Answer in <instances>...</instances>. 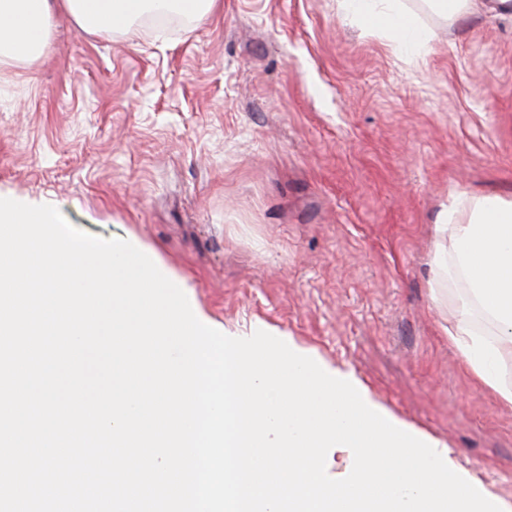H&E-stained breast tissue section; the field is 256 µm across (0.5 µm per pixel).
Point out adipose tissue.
Listing matches in <instances>:
<instances>
[{"label": "adipose tissue", "instance_id": "obj_1", "mask_svg": "<svg viewBox=\"0 0 512 512\" xmlns=\"http://www.w3.org/2000/svg\"><path fill=\"white\" fill-rule=\"evenodd\" d=\"M348 17L375 25L393 37L399 49L420 51L433 39L403 0H338ZM217 0H0V64L38 58L50 44L49 20L62 7L86 31L109 35L131 21L159 10L180 9L197 18L211 13ZM437 237L452 243L450 269L462 279L471 298L495 321L499 341L486 347L470 338L465 324L449 330L473 373L512 407V387L502 385L494 366L512 350V201L496 196L456 194Z\"/></svg>", "mask_w": 512, "mask_h": 512}]
</instances>
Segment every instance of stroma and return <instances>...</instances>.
Instances as JSON below:
<instances>
[{
  "instance_id": "stroma-1",
  "label": "stroma",
  "mask_w": 512,
  "mask_h": 512,
  "mask_svg": "<svg viewBox=\"0 0 512 512\" xmlns=\"http://www.w3.org/2000/svg\"><path fill=\"white\" fill-rule=\"evenodd\" d=\"M396 52L336 0H218L110 37L52 15L51 47L0 66V192L131 237L220 329L262 328L353 372L512 503V410L469 370L462 281L435 283L459 191L512 201V15L454 21Z\"/></svg>"
}]
</instances>
